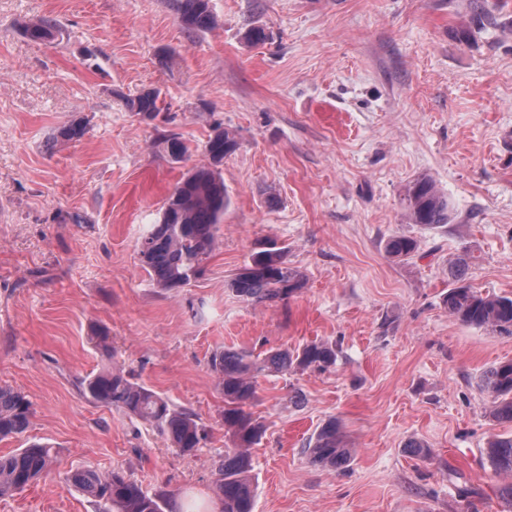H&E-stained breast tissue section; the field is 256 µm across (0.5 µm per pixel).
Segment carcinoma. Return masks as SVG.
<instances>
[{
    "label": "carcinoma",
    "mask_w": 512,
    "mask_h": 512,
    "mask_svg": "<svg viewBox=\"0 0 512 512\" xmlns=\"http://www.w3.org/2000/svg\"><path fill=\"white\" fill-rule=\"evenodd\" d=\"M182 25L203 31L215 24L209 0H176ZM57 22L43 17L25 24L23 37L31 42L53 38ZM130 111L143 120H152L164 109L157 90H146L127 100ZM164 151L179 161L189 151L176 135L162 141ZM236 137L216 127L204 145L207 163L195 166L177 183L166 199L158 223L151 225L138 244L140 262L157 286L182 288L203 273V262L213 250L230 195L221 176L224 158L235 153ZM404 208L415 224L438 225L450 221L448 197L433 180L422 176L405 191ZM415 239L390 237L386 253L404 260L416 255ZM470 265L460 259L448 270L454 287L443 299L448 314L462 323L493 332L512 335V296L482 294L468 283ZM304 285L300 269L290 267L284 250L269 248L252 255L235 275L230 287L237 296L253 303L284 300ZM336 345L312 341L293 351H269L256 356L248 349H217L209 367L224 394L222 419L231 431L234 447L224 451L217 467L216 486L220 512H252L254 490L250 478L249 448L262 435L245 407L256 394V377L265 372L283 373L304 370L325 371L336 366ZM481 390L489 403L490 414L501 422L512 423V362L488 368L482 375ZM84 391L95 401L111 405L141 419L166 436L171 447L183 454L200 448L208 438L197 416L188 409H177L161 394L128 379L120 371L104 370L82 381ZM32 403L22 392L0 386V440L22 433L29 423ZM310 462L328 470L343 468L350 449L336 424L329 420L316 430L306 445ZM486 456L493 470L508 479L501 495L512 501V435H495L487 442ZM53 462V448L33 443L12 454L0 455V497L22 491L45 474ZM70 481L94 499L105 512H179L172 494L164 489L149 493L119 472L100 473L84 469L73 473Z\"/></svg>",
    "instance_id": "cac0c4a2"
}]
</instances>
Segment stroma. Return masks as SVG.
<instances>
[{
	"label": "stroma",
	"mask_w": 512,
	"mask_h": 512,
	"mask_svg": "<svg viewBox=\"0 0 512 512\" xmlns=\"http://www.w3.org/2000/svg\"><path fill=\"white\" fill-rule=\"evenodd\" d=\"M472 1L211 0L215 26L190 31L175 0H0V385L33 409L0 455L33 441L57 451L0 512H97L69 481L83 469L219 512L215 467L232 442L211 354L320 339L336 342L335 368L257 378L253 512H512L484 453L512 424L490 417L479 387L512 360V335L443 306L467 254L473 288L512 293V0H480L481 24ZM43 16L58 33L29 42L21 24ZM254 26L270 40L250 44ZM148 89L169 106L152 122L125 105ZM74 121L84 136L56 143ZM217 126L239 148L221 167L231 203L216 247L190 285L157 287L138 242ZM171 133L184 160L161 145ZM424 175L452 203L447 225L405 217ZM396 235L417 255L388 257ZM270 242L306 285L246 302L229 282ZM111 365L193 411L203 447L179 453L84 394L82 379ZM332 418L353 450L337 471L304 448Z\"/></svg>",
	"instance_id": "stroma-1"
}]
</instances>
